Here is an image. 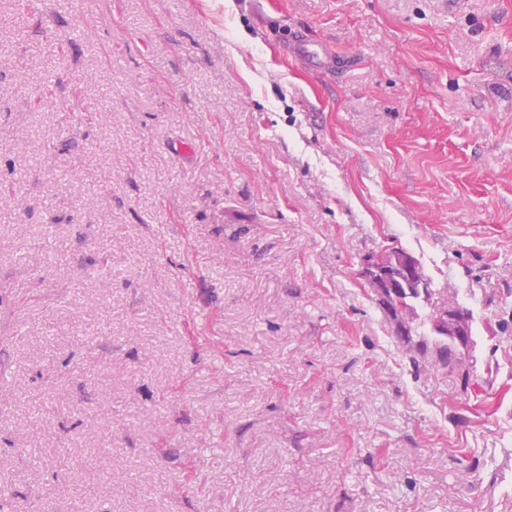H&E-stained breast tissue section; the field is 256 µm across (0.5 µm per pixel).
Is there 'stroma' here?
<instances>
[{"instance_id":"obj_1","label":"stroma","mask_w":512,"mask_h":512,"mask_svg":"<svg viewBox=\"0 0 512 512\" xmlns=\"http://www.w3.org/2000/svg\"><path fill=\"white\" fill-rule=\"evenodd\" d=\"M0 372V512H512V0H0ZM290 49L292 54L314 71L335 72L333 67L336 55L322 43L311 40L301 31L294 33ZM368 264L376 272V275L368 276L363 273L378 298H382L389 292H399L402 288H410L419 282L417 288H413L411 292L402 291L386 300H379V303L386 309L387 305L398 303L401 306V314L407 317L413 314L412 302L420 297L421 292H426L428 297L431 295L428 292L429 283L423 278L421 272L419 281L417 261L402 249H388L382 259H368ZM392 264L401 270L400 273L390 270ZM467 324L468 314L466 312L453 305L446 304L442 306L435 330L440 336H447V343L444 341L437 343V340H435L434 346L440 360L444 364L448 365V368L450 369H454V367L459 366L460 363L459 360L454 364L448 363V353L451 351L448 336H451L456 341V354L458 357L461 354V351L467 350L470 346V340L466 335Z\"/></svg>"}]
</instances>
